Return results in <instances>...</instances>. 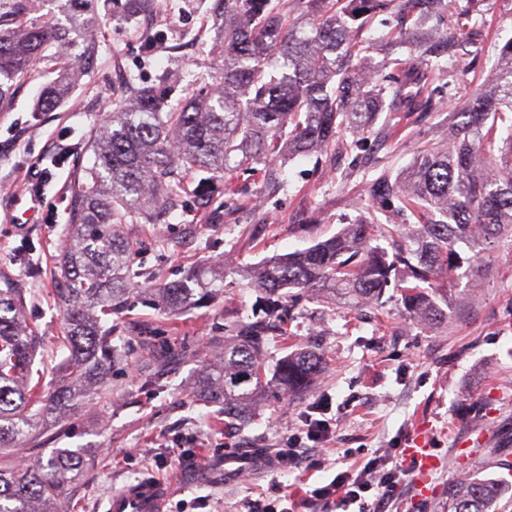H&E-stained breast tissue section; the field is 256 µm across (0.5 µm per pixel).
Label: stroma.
Returning <instances> with one entry per match:
<instances>
[{
  "instance_id": "35a3bbf8",
  "label": "stroma",
  "mask_w": 512,
  "mask_h": 512,
  "mask_svg": "<svg viewBox=\"0 0 512 512\" xmlns=\"http://www.w3.org/2000/svg\"><path fill=\"white\" fill-rule=\"evenodd\" d=\"M172 3L169 14L134 22L113 16L100 0L85 27L99 45L98 57L74 74L69 100L52 112L35 111L42 86L56 75L54 61L44 59L0 110V283L22 288L26 321L44 349L55 352L34 362L50 387L65 370L67 353L54 348L63 331L58 258L74 183L93 160L89 139L127 79L151 86L165 78L187 91L214 83L220 62L215 0ZM485 8L487 36L465 47L475 72L445 88L441 109L405 122L396 136L373 139V152L362 160L342 162L326 153L286 161L283 186L273 194L241 172L238 206L225 204L219 193L206 204L188 193L166 223L140 219L124 226L123 236L137 244L134 267L141 277L110 320L120 364L84 406L10 452L19 463L51 448L90 450L81 479L58 499V512H105L109 496L139 478L168 485L166 512H240L243 503L275 498L282 488L303 500L337 469L391 452L411 475L389 512H447L449 488L472 475L498 480L503 494L495 512H512L511 235L479 254V276L449 279L448 320L438 326L414 320L394 287L367 306L292 290V344L321 353L324 368L302 395L270 399L246 424L225 426L221 408L195 393L198 374L229 326L262 317V297L248 288L245 271L335 236L367 215L370 180L405 170L426 141L447 140L448 106L481 87L497 44L512 38V0H486ZM392 29L372 25L371 63L380 76L387 59L413 51ZM184 39L194 51L172 55V44ZM29 182L42 183L41 206H32ZM202 266L224 271V291L214 301L176 316L157 304L154 283ZM321 401L329 402L333 421L325 469L225 472V454L272 451ZM419 435L437 463L428 472L407 454Z\"/></svg>"
}]
</instances>
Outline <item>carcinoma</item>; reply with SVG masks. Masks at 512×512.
I'll return each instance as SVG.
<instances>
[{
	"instance_id": "cac0c4a2",
	"label": "carcinoma",
	"mask_w": 512,
	"mask_h": 512,
	"mask_svg": "<svg viewBox=\"0 0 512 512\" xmlns=\"http://www.w3.org/2000/svg\"><path fill=\"white\" fill-rule=\"evenodd\" d=\"M218 2L221 64L214 88L172 104L158 88L130 79L90 143L95 160L77 180L59 265L68 374L50 392L27 382L42 337L22 319L21 293L0 288L2 452L68 417L109 382L118 357L101 320L124 303L138 276L122 225L162 222L187 193L191 174L198 176L193 192L199 197L221 179L231 205L234 175L243 168L261 166L262 187L273 189L280 183L276 162L286 154L322 152L345 132L354 136L349 152L364 151L363 134L378 114L394 120L439 107L444 86L468 73L449 70L440 57L459 59L461 31H475L485 20L481 0H296L300 18L280 11L274 0ZM392 14L401 39L429 22L448 28L440 41L392 60L398 76L381 83L364 64L371 46L363 33L366 24ZM82 25L79 11L68 29L0 20V107L10 101L11 82L27 77L33 61L50 49L61 50L63 73L39 95L36 111L53 112L68 99L70 70L90 65L98 53L96 42L74 37ZM498 51L484 89L459 111L448 110V143H426L405 171L383 172L369 182L375 211L415 220L408 244H396L391 254L369 246L374 218L365 217L305 250L266 260L248 271L268 300L265 315L278 316L291 288L368 303L393 284L418 322L447 321L439 306L444 296L428 288L438 278L474 269L473 258L455 244L483 250L512 229V38ZM222 288L224 276L203 267L155 291L176 314ZM230 332L219 361L203 369L197 395L221 405L231 420L250 419L272 390L285 397L304 392L322 367L318 353L302 349L279 360L268 379L261 360L265 331L240 324ZM86 464L82 450L69 448L27 465L1 462L0 512H50ZM500 493L494 479L464 478L448 489V512H491Z\"/></svg>"
}]
</instances>
